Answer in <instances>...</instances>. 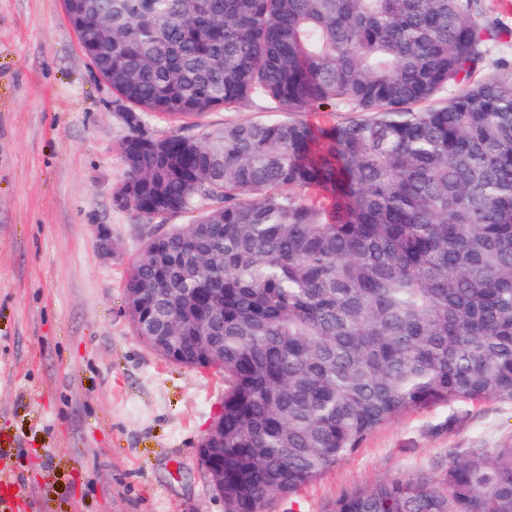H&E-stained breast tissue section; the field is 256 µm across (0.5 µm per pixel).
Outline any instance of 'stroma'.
<instances>
[{"label": "stroma", "instance_id": "1", "mask_svg": "<svg viewBox=\"0 0 512 512\" xmlns=\"http://www.w3.org/2000/svg\"><path fill=\"white\" fill-rule=\"evenodd\" d=\"M485 79L512 65V0H480ZM272 115L215 110L158 136ZM128 128L63 0H0V498L9 512H224L196 447L224 378L161 359L135 335L124 281L150 227L113 208ZM109 227L114 254L98 249ZM512 438V406L441 405L385 424L275 512H330L346 492L439 472L452 448Z\"/></svg>", "mask_w": 512, "mask_h": 512}]
</instances>
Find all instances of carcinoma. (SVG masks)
Returning a JSON list of instances; mask_svg holds the SVG:
<instances>
[{"instance_id": "cac0c4a2", "label": "carcinoma", "mask_w": 512, "mask_h": 512, "mask_svg": "<svg viewBox=\"0 0 512 512\" xmlns=\"http://www.w3.org/2000/svg\"><path fill=\"white\" fill-rule=\"evenodd\" d=\"M91 4L73 27L128 127L112 205L156 223L130 322L165 359L224 372V512H271L414 410L512 406V68L472 82L499 37L480 0ZM256 102L364 117L200 138L144 122ZM448 456L331 512H512V440Z\"/></svg>"}]
</instances>
